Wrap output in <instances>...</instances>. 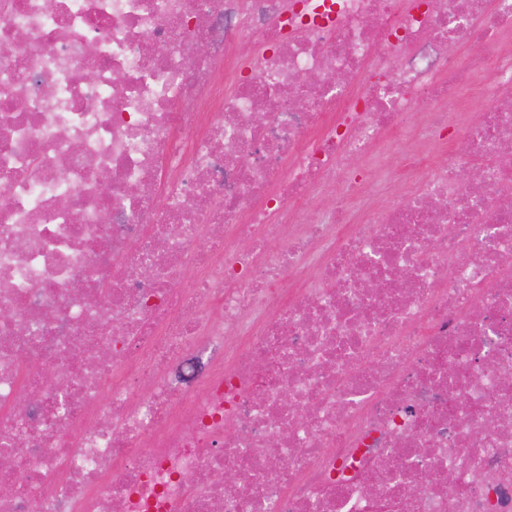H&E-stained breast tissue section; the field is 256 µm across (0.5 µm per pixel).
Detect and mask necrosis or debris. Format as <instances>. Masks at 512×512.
Instances as JSON below:
<instances>
[{"label":"necrosis or debris","instance_id":"1","mask_svg":"<svg viewBox=\"0 0 512 512\" xmlns=\"http://www.w3.org/2000/svg\"><path fill=\"white\" fill-rule=\"evenodd\" d=\"M334 4L0 0V512H512V0Z\"/></svg>","mask_w":512,"mask_h":512}]
</instances>
